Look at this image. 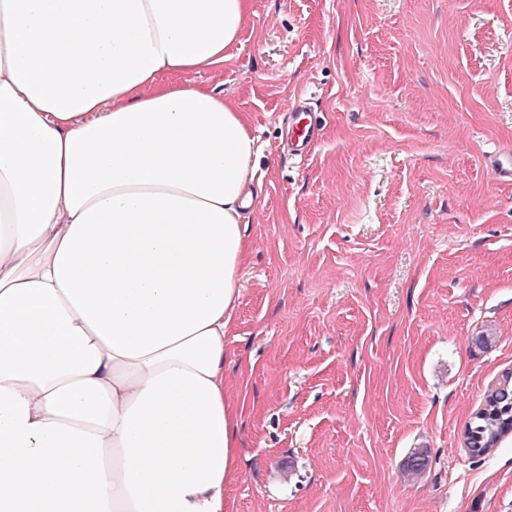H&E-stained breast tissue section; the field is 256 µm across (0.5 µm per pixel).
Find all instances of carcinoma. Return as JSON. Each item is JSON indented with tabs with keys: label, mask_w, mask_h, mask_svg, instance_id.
<instances>
[{
	"label": "carcinoma",
	"mask_w": 512,
	"mask_h": 512,
	"mask_svg": "<svg viewBox=\"0 0 512 512\" xmlns=\"http://www.w3.org/2000/svg\"><path fill=\"white\" fill-rule=\"evenodd\" d=\"M512 433V383L501 382L484 396L482 405L474 413L466 428V450L474 458L490 454ZM428 464L427 452L414 450L406 468L418 474Z\"/></svg>",
	"instance_id": "carcinoma-1"
}]
</instances>
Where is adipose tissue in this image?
Here are the masks:
<instances>
[{"instance_id": "adipose-tissue-1", "label": "adipose tissue", "mask_w": 512, "mask_h": 512, "mask_svg": "<svg viewBox=\"0 0 512 512\" xmlns=\"http://www.w3.org/2000/svg\"><path fill=\"white\" fill-rule=\"evenodd\" d=\"M250 0H0V512H224Z\"/></svg>"}]
</instances>
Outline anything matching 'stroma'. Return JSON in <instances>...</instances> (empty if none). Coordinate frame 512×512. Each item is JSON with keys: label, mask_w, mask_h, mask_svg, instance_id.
Masks as SVG:
<instances>
[{"label": "stroma", "mask_w": 512, "mask_h": 512, "mask_svg": "<svg viewBox=\"0 0 512 512\" xmlns=\"http://www.w3.org/2000/svg\"><path fill=\"white\" fill-rule=\"evenodd\" d=\"M186 78L260 147L228 512H512V439L463 448L512 371V182L487 158L512 146V0H251L240 47ZM301 95L322 136L299 161Z\"/></svg>", "instance_id": "35a3bbf8"}]
</instances>
